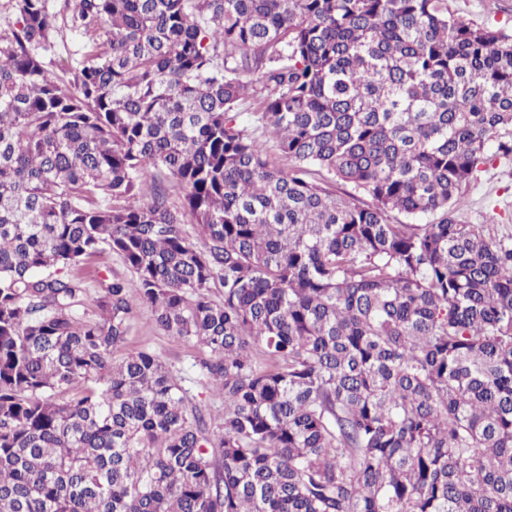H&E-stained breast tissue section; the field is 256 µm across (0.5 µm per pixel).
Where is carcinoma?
Here are the masks:
<instances>
[{
  "mask_svg": "<svg viewBox=\"0 0 512 512\" xmlns=\"http://www.w3.org/2000/svg\"><path fill=\"white\" fill-rule=\"evenodd\" d=\"M0 12V512H512V238L457 217L512 157V31L449 0ZM106 250L133 278L81 273ZM140 306L207 353L216 429L127 350ZM63 42L65 47L63 46ZM63 42L58 39V45L55 51L49 53L46 57L47 67L51 70L58 71L60 66L64 64V61L68 58V52H72L77 49L78 41L77 38L70 32H64Z\"/></svg>",
  "mask_w": 512,
  "mask_h": 512,
  "instance_id": "obj_1",
  "label": "carcinoma"
}]
</instances>
